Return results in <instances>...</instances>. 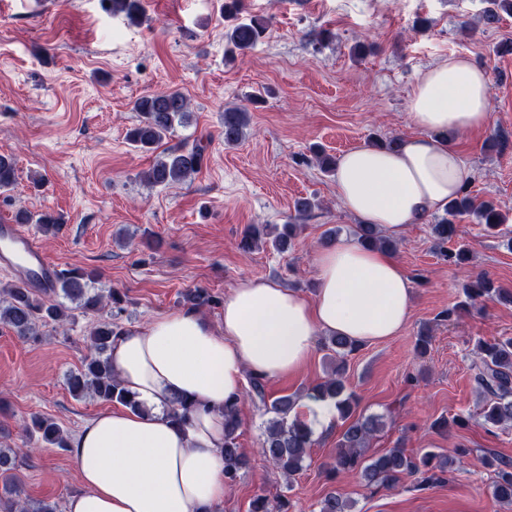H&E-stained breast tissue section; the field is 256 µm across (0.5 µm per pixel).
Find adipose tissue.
Segmentation results:
<instances>
[{
  "label": "adipose tissue",
  "instance_id": "adipose-tissue-1",
  "mask_svg": "<svg viewBox=\"0 0 512 512\" xmlns=\"http://www.w3.org/2000/svg\"><path fill=\"white\" fill-rule=\"evenodd\" d=\"M408 112L417 134L350 150L334 174L345 209L394 235L443 211L465 183L448 136L488 126V76L449 58L420 74ZM315 277L310 298L250 277L225 298L221 323L186 307L113 336L112 371L143 410L102 412L71 436L79 489L68 512H215L228 491L224 405L242 397L247 376L297 372L316 337L380 342L410 319V281L387 253L341 240L319 251ZM180 398L194 408L178 426L169 413Z\"/></svg>",
  "mask_w": 512,
  "mask_h": 512
}]
</instances>
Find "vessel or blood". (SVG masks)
Listing matches in <instances>:
<instances>
[{"label":"vessel or blood","mask_w":512,"mask_h":512,"mask_svg":"<svg viewBox=\"0 0 512 512\" xmlns=\"http://www.w3.org/2000/svg\"><path fill=\"white\" fill-rule=\"evenodd\" d=\"M0 269L41 293L51 292L59 275L26 225L12 220L0 221Z\"/></svg>","instance_id":"obj_1"}]
</instances>
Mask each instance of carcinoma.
I'll return each mask as SVG.
<instances>
[{
    "label": "carcinoma",
    "mask_w": 512,
    "mask_h": 512,
    "mask_svg": "<svg viewBox=\"0 0 512 512\" xmlns=\"http://www.w3.org/2000/svg\"><path fill=\"white\" fill-rule=\"evenodd\" d=\"M112 13L122 15L132 23L139 22L142 15L141 0H108ZM241 0H224L221 14L227 25L224 41L231 53L253 49L265 36L269 22L264 17L240 19ZM504 14H512V0H487L481 16L484 25L490 27L501 21ZM189 99L179 90H165L143 95L133 104L139 114V123L127 132V140L135 148L149 152L155 150L173 130L175 122L189 112ZM250 113L244 109L224 110V144L230 146L240 142L249 125ZM204 148L200 145H180L170 149L148 169L139 173V178L151 185L179 184L197 174L203 165ZM15 181V164L12 158L0 155V188H8ZM472 215L478 223L490 230L503 222L501 213L491 202L477 204L466 191L448 204L445 216L430 225L435 241L441 245L456 236L457 217ZM267 234L263 225L249 226L240 241L243 250L250 251ZM357 241L368 247L393 252L397 243L384 234L376 224H358L354 228ZM296 225L284 224L274 235L273 247L284 252L292 245ZM95 279L92 271L74 267L59 273L57 290L63 296L79 302L84 313H96L108 302L118 306L122 297L115 291L104 295L90 287ZM5 298L0 300V324L20 336L38 335V324L62 323L70 317V309L59 301H39L31 289L14 284L4 289ZM466 298L474 303L481 299L512 303V293L497 288L487 278L476 277L465 288ZM118 325L104 321L95 324L89 334V354L80 368L67 377L69 392L77 397L91 396L103 401L117 402L133 411L138 404L121 387L112 374L104 353L108 351L112 336ZM327 350L333 352L335 362L328 378L311 389L317 399L336 402L338 415L344 429L336 443V455L332 471L356 473L367 487L389 488L404 477H413L420 486L444 481V475L456 469L462 459L472 453L463 446L452 455L424 452L409 454L405 449L394 447L378 456L366 455L369 442L383 426V416L357 413L358 401L354 393L346 391L345 372L347 358L359 349V345L345 336L326 337ZM474 380L482 394V425L486 428L512 425V336H502L492 342H481L478 346L477 362L474 365ZM250 387L241 401L224 406V481L234 485L246 468L248 458L238 443L242 426L241 406L247 399L266 403L265 385L257 377L249 378ZM297 397H279L265 407L273 414L265 428L259 448L260 453L288 477L303 470L313 445L312 431L299 419L288 420ZM29 439L45 447L66 448V431L55 421L34 416L25 426ZM484 464L493 469L494 480L490 485V496L497 504L512 505V462L496 455L484 457ZM15 458L9 450L0 448V512H57L50 504L34 507L28 499L21 497L20 484L16 480ZM250 512H291L287 498L275 500L265 495L254 497ZM318 512H353L351 500L331 491L319 502Z\"/></svg>",
    "instance_id": "carcinoma-1"
}]
</instances>
